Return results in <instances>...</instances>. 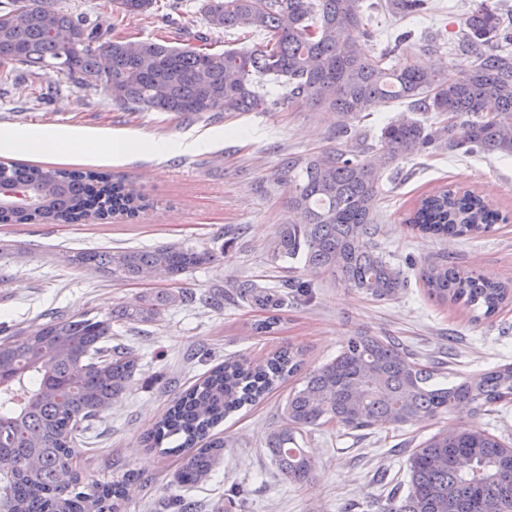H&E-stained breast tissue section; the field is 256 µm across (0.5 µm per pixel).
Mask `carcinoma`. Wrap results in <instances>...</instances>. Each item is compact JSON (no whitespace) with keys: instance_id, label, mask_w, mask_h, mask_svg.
I'll list each match as a JSON object with an SVG mask.
<instances>
[{"instance_id":"carcinoma-1","label":"carcinoma","mask_w":512,"mask_h":512,"mask_svg":"<svg viewBox=\"0 0 512 512\" xmlns=\"http://www.w3.org/2000/svg\"><path fill=\"white\" fill-rule=\"evenodd\" d=\"M362 0H205L208 25L270 34L263 46L203 52L158 41H124L89 30L54 0H10L0 9V83L14 80L15 65L78 76L103 89L116 85L112 103L134 111L271 112L302 102L332 109L341 117L336 139L343 145L317 155L290 157L281 177L288 180V222L268 245L274 262L302 255L308 264L374 300H388L407 287L401 271L375 243L376 215L384 169L429 148L486 155H512V32L488 0L476 4L453 43L466 57L460 75L448 80L413 62L401 69L375 61L358 44L366 17ZM112 11L137 18L155 0H110ZM425 0H386L392 14L424 10ZM23 10L27 20L11 23ZM52 13L53 29L44 24ZM269 82L282 89L273 95ZM408 100L380 131L382 154L353 121L370 116L383 101ZM433 113L448 121L426 123ZM1 224H84L116 214L134 218L149 206L145 194L110 172L0 162ZM481 195L444 186L421 199L407 219L437 238L483 235L505 224ZM215 255L184 243L152 249L80 250L70 264L114 281L157 279L176 283ZM428 294L485 319L512 303V285L492 281L443 259L418 270ZM299 280L281 285L246 281L236 297L266 314L254 324L260 334L281 322L288 299L308 294ZM197 302L211 308V296L147 294L121 310L129 324L157 321L169 307ZM112 318L53 313L42 324L0 330V509L3 512H119L128 485L121 480L60 479L84 443L87 423L126 393L138 367L135 350L111 346ZM301 351L284 347L247 362L228 357L178 395L145 437L150 448L171 438L179 460L174 483L194 487L209 480L224 460V438L212 430L228 414L254 405L296 376ZM512 403V363L451 379L442 362L423 364L394 336L360 333L348 337L336 358L302 377L288 395L280 425L266 439L270 456L290 483L309 481L312 457L297 438L334 421L348 430L400 427L467 408L477 413ZM405 495L388 512H512V448L484 430L461 425L438 432L411 449L406 459Z\"/></svg>"}]
</instances>
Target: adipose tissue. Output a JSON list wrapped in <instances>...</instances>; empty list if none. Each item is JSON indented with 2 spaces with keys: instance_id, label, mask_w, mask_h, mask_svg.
<instances>
[{
  "instance_id": "obj_1",
  "label": "adipose tissue",
  "mask_w": 512,
  "mask_h": 512,
  "mask_svg": "<svg viewBox=\"0 0 512 512\" xmlns=\"http://www.w3.org/2000/svg\"><path fill=\"white\" fill-rule=\"evenodd\" d=\"M0 146L29 151L40 147L72 146L84 155L120 157L132 152L137 142L134 138L103 141L76 131L35 128L25 133L0 130Z\"/></svg>"
}]
</instances>
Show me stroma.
<instances>
[{
  "instance_id": "stroma-1",
  "label": "stroma",
  "mask_w": 512,
  "mask_h": 512,
  "mask_svg": "<svg viewBox=\"0 0 512 512\" xmlns=\"http://www.w3.org/2000/svg\"><path fill=\"white\" fill-rule=\"evenodd\" d=\"M108 0H57L58 6L112 37L128 41L164 39L209 52L252 48L265 32L210 28L203 0H172L151 15L113 23ZM476 0H427L424 15L409 18L377 9L363 0L368 34L362 53L377 58L396 35L409 32L403 52L386 61L400 68L426 63L447 78L460 74L464 59L448 40L463 26ZM105 140L134 136L136 151L110 159L0 149L1 161L59 168L108 169L142 191L149 208L136 219L117 216L87 224H0V326H26L57 312L112 315L116 340L140 355L129 391L94 423L91 446L74 459L83 479L111 481L134 470L140 485L120 512H173L171 498L178 460L143 443L144 432L172 400L230 355L261 360L291 345L302 349L304 370L336 357L349 336H396L420 361L447 362L454 375H469L512 363V305L488 321L430 299L415 273L449 258L465 270L512 284V157L485 156L465 149H433L411 155L383 176L377 212L380 249L409 279L407 288L377 301L346 288L304 259L270 261L267 244L288 218V185L280 178L283 160L307 156L336 144L340 117L328 109L293 104L273 112L180 116L170 112H129L113 104L102 86L79 87L67 76L20 67L13 84L0 89V129L28 131L44 122ZM218 132L205 152L160 157L150 144L190 133ZM442 185L471 189L510 216L507 224L470 239L439 241L413 230L408 212L419 195ZM184 242L215 255L174 284L173 292L196 295L234 293L236 284L289 279L312 283L311 297L290 303L274 332L256 333L262 312L224 302L215 310L198 304L169 308L148 325L117 319L123 307L139 303L163 282H115L111 277L66 265V253L82 249H145ZM292 378L262 402L225 419L224 464L210 480L181 494L197 512H387L388 494L405 473V458L393 445L416 447L431 435L464 424L512 445V405L470 414H442L398 429L346 432L336 424L311 430L300 439L314 460L312 480L302 486L284 481L266 448L268 433L282 418ZM241 487L243 496L232 495Z\"/></svg>"
}]
</instances>
